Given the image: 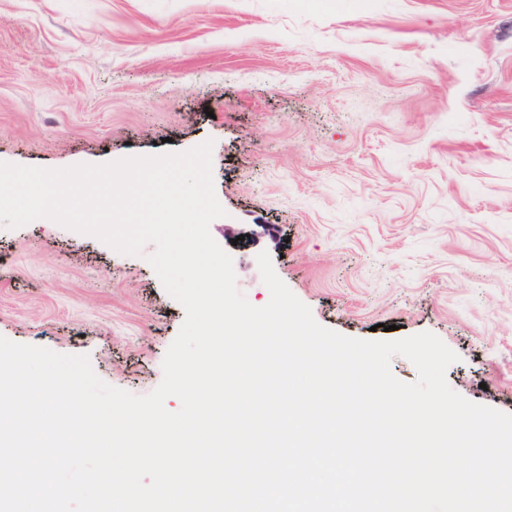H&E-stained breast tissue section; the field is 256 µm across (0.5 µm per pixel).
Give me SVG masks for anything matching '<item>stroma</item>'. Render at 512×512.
<instances>
[{
    "label": "stroma",
    "instance_id": "35a3bbf8",
    "mask_svg": "<svg viewBox=\"0 0 512 512\" xmlns=\"http://www.w3.org/2000/svg\"><path fill=\"white\" fill-rule=\"evenodd\" d=\"M212 141L210 233L340 334L437 335L450 387L512 413V0H0V162ZM141 255L0 226V336L135 395L186 318Z\"/></svg>",
    "mask_w": 512,
    "mask_h": 512
}]
</instances>
